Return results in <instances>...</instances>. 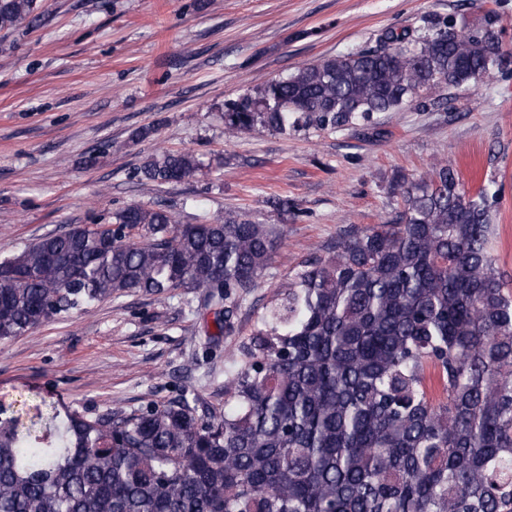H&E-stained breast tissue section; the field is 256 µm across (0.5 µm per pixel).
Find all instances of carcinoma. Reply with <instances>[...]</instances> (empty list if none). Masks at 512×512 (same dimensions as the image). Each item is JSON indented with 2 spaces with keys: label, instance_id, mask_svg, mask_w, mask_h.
Listing matches in <instances>:
<instances>
[{
  "label": "carcinoma",
  "instance_id": "1",
  "mask_svg": "<svg viewBox=\"0 0 512 512\" xmlns=\"http://www.w3.org/2000/svg\"><path fill=\"white\" fill-rule=\"evenodd\" d=\"M36 0H0V30ZM498 19L307 63L224 104V134L369 126L444 83L469 89L507 64ZM191 152L141 179L196 178ZM495 200L436 165L398 211L311 255L259 319L224 380V413L183 388L130 415L0 420V512H512V293L491 254ZM280 243L226 212L182 224L130 205L0 260V340L133 293L194 288L212 341Z\"/></svg>",
  "mask_w": 512,
  "mask_h": 512
}]
</instances>
